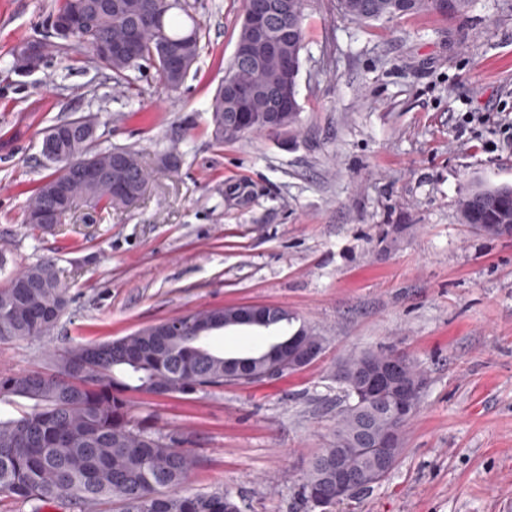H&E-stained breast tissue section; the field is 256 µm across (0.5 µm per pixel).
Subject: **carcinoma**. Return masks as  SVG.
Listing matches in <instances>:
<instances>
[{"instance_id":"obj_1","label":"carcinoma","mask_w":512,"mask_h":512,"mask_svg":"<svg viewBox=\"0 0 512 512\" xmlns=\"http://www.w3.org/2000/svg\"><path fill=\"white\" fill-rule=\"evenodd\" d=\"M469 0H338L342 13L357 21H376L426 11L457 15ZM303 0H288V13L274 21L270 39L281 44L263 50L253 59L231 61L236 83L259 91L283 82L282 54H288V124H294L301 107L297 100L300 52L304 48ZM179 0H62L55 16L80 10L82 22L69 42L41 44L42 55L60 53L72 45L89 50L118 88L131 85V73L141 62L152 61L165 85L178 89L198 61L200 24L169 20ZM134 42V54L96 55L100 43ZM238 101L219 88L211 103V135L215 143L236 140L248 133L271 130L256 121L238 123ZM66 157H87L105 172L97 179L78 173L55 172L44 179L29 198L25 212L55 211L68 214L80 201L109 208L127 207L144 192L148 172L138 152L123 148V165L112 164V149L97 147L96 136L73 135L59 145ZM465 224L488 236H512V185H481L458 200ZM53 265L40 262L18 271L0 287V340L47 336L67 305V286ZM208 312L168 319L180 324L171 336H142L136 331L102 343L75 344L61 353L46 355L47 368L0 376V397L28 401L17 417H0V498L27 503L33 512L55 502L71 512H96L110 500L118 512H241L228 492L195 493L184 484L196 465L180 439L132 424L130 392L185 398L240 384L224 378V353L194 335L191 323ZM324 346V337L305 326L290 335L272 337L250 352L264 357L284 345ZM374 374L395 373L401 398L409 412L400 416L391 388L384 387L361 402L356 390L364 385V369ZM334 376L342 385L344 400L336 405V430L328 448L313 459L300 490L301 501L312 504L310 493L329 491V466L343 456L345 469L354 475L369 468L370 460L357 453L365 432L380 437L393 432L402 453L403 435L417 411L426 386L424 371L393 349L366 350L337 360Z\"/></svg>"}]
</instances>
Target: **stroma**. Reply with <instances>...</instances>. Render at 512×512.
Wrapping results in <instances>:
<instances>
[{"instance_id":"1","label":"stroma","mask_w":512,"mask_h":512,"mask_svg":"<svg viewBox=\"0 0 512 512\" xmlns=\"http://www.w3.org/2000/svg\"><path fill=\"white\" fill-rule=\"evenodd\" d=\"M59 3L0 0V285L50 261L68 289L49 336L0 341V375L189 311L280 306L285 332L325 338L308 366L189 398L131 396L133 423L186 438L198 460L188 492L305 512L301 485L336 428L334 362L392 348L427 375L403 453L333 512H512V237L478 233L457 210L478 184H512V0L367 23L304 0L297 123L221 146L210 105L244 0H187L197 64L171 90L143 63L126 92L77 48L9 73L16 49L47 39ZM80 114L100 147L139 152L146 191L126 208L77 203L49 229L26 223L55 171L43 133ZM166 152L177 171L160 164Z\"/></svg>"}]
</instances>
